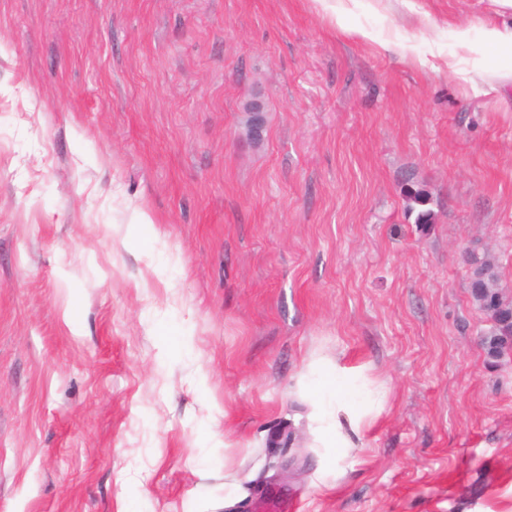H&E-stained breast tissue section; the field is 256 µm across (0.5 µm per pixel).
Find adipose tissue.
<instances>
[{
	"instance_id": "1",
	"label": "adipose tissue",
	"mask_w": 512,
	"mask_h": 512,
	"mask_svg": "<svg viewBox=\"0 0 512 512\" xmlns=\"http://www.w3.org/2000/svg\"><path fill=\"white\" fill-rule=\"evenodd\" d=\"M312 405L322 446L330 449L334 460L341 461L355 447L368 417L382 411L384 401L340 368L317 381Z\"/></svg>"
}]
</instances>
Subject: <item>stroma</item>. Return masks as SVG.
Returning a JSON list of instances; mask_svg holds the SVG:
<instances>
[{
    "instance_id": "35a3bbf8",
    "label": "stroma",
    "mask_w": 512,
    "mask_h": 512,
    "mask_svg": "<svg viewBox=\"0 0 512 512\" xmlns=\"http://www.w3.org/2000/svg\"><path fill=\"white\" fill-rule=\"evenodd\" d=\"M344 8L0 0V512H512V11ZM319 360L386 394L339 467ZM456 36L459 45L474 54H481L487 46L512 50V25L506 23L485 29L481 43H474L466 29L458 30ZM465 261L472 275L479 276L487 283L486 295L473 298L480 310H482L492 323L489 332V350L497 358L512 351V324H501L494 319V312L500 309H508L512 302L508 300L501 284L498 273L497 259L495 256L484 253L465 252Z\"/></svg>"
}]
</instances>
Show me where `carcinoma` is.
Wrapping results in <instances>:
<instances>
[{
	"mask_svg": "<svg viewBox=\"0 0 512 512\" xmlns=\"http://www.w3.org/2000/svg\"><path fill=\"white\" fill-rule=\"evenodd\" d=\"M465 261L469 266V272L481 277L487 283V293L474 297L480 310H482L492 322L489 332V350L496 357H501L512 351V324H501L494 319V312L500 309L512 307L502 289L500 276L497 270V259L495 256L484 253L479 255L475 252L465 253Z\"/></svg>",
	"mask_w": 512,
	"mask_h": 512,
	"instance_id": "carcinoma-1",
	"label": "carcinoma"
}]
</instances>
